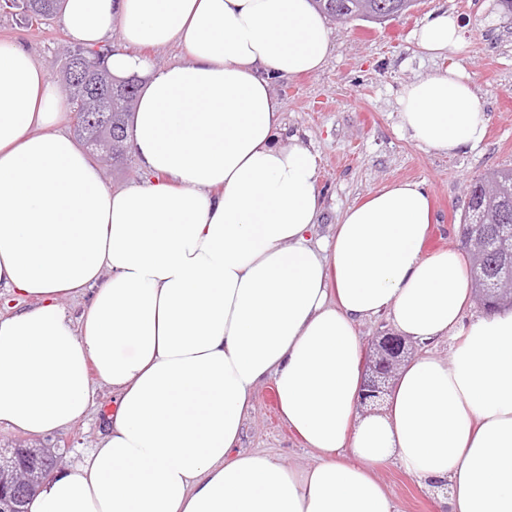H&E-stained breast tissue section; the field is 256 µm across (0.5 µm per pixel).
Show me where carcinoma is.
Masks as SVG:
<instances>
[{"label": "carcinoma", "mask_w": 512, "mask_h": 512, "mask_svg": "<svg viewBox=\"0 0 512 512\" xmlns=\"http://www.w3.org/2000/svg\"><path fill=\"white\" fill-rule=\"evenodd\" d=\"M324 17L372 21L370 12L381 3L393 0H314ZM60 0H20L27 22H39L58 15ZM87 80L94 91L88 95L69 94L68 108L75 128L82 129L78 139L105 166L122 162L127 152V127L137 101L138 86L131 81L117 82L112 73L102 71L98 58L86 60ZM497 179L495 193L477 192L468 201L460 223L475 225L472 246L465 247L469 257L470 281L474 297L496 313L512 306V167L488 172Z\"/></svg>", "instance_id": "cac0c4a2"}]
</instances>
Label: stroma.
<instances>
[{"mask_svg":"<svg viewBox=\"0 0 512 512\" xmlns=\"http://www.w3.org/2000/svg\"><path fill=\"white\" fill-rule=\"evenodd\" d=\"M435 10L454 13L464 46L448 56L422 54L413 38ZM333 50L311 74L275 80L272 91L283 105L282 141H298L319 158L323 208L315 237L333 234L347 207L396 181L427 187L435 221L424 250L460 248L459 222L467 206L464 187L493 167L512 166V19L499 0H419L408 15L371 23L355 20L331 29ZM68 36L60 19L25 24L14 11L0 10V41L22 45L62 85L58 48ZM456 63L471 82L488 119L484 141L452 155L427 151L400 130L399 100L407 85ZM112 410V391L98 386L88 416L47 435L70 464L94 448ZM241 446L291 464H309L311 449L281 419L273 381L260 385L243 427ZM402 512H448L430 491L396 462L375 469Z\"/></svg>","mask_w":512,"mask_h":512,"instance_id":"35a3bbf8","label":"stroma"}]
</instances>
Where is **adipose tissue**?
<instances>
[{
  "label": "adipose tissue",
  "instance_id": "ef3b65f1",
  "mask_svg": "<svg viewBox=\"0 0 512 512\" xmlns=\"http://www.w3.org/2000/svg\"><path fill=\"white\" fill-rule=\"evenodd\" d=\"M61 22L83 47L119 36L113 76L144 77L128 135L150 178L105 186L53 131L65 104L46 70L0 42V287L33 300L0 313V425L39 440L86 416L94 382L115 395L96 446L29 512H401L373 473L387 460L448 512H512V310L469 317L462 255L424 253V183L386 185L312 238L318 157L278 144L271 91L332 52L311 0H65ZM415 41L448 54L460 21L431 12ZM174 42L189 62L141 54ZM398 118L439 153L487 132L454 66L406 86ZM383 314L422 352L363 416L357 326ZM452 337L449 357L430 351ZM267 380L316 463L241 449Z\"/></svg>",
  "mask_w": 512,
  "mask_h": 512
}]
</instances>
